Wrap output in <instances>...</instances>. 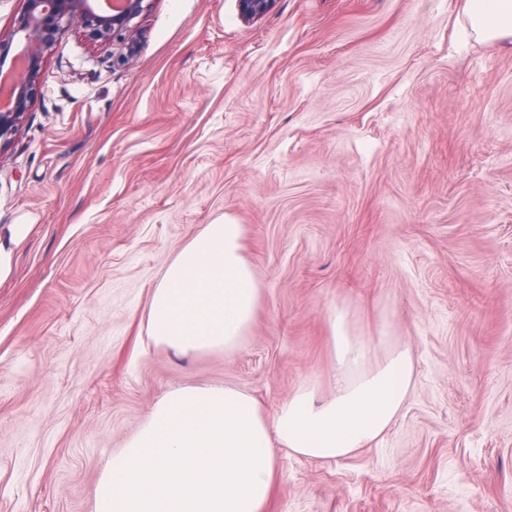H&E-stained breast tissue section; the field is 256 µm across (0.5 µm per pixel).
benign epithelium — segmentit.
<instances>
[{
  "mask_svg": "<svg viewBox=\"0 0 512 512\" xmlns=\"http://www.w3.org/2000/svg\"><path fill=\"white\" fill-rule=\"evenodd\" d=\"M147 0H112L103 10L100 0H24L23 11L10 30L0 32V72H12L8 95L0 93V150L21 130L39 88L44 54L57 35L73 28L93 42L119 41L122 58L135 57L141 34L133 20ZM274 0H238L239 17L250 23L265 15Z\"/></svg>",
  "mask_w": 512,
  "mask_h": 512,
  "instance_id": "benign-epithelium-1",
  "label": "benign epithelium"
}]
</instances>
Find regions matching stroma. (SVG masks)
I'll list each match as a JSON object with an SVG mask.
<instances>
[{
    "label": "stroma",
    "instance_id": "stroma-1",
    "mask_svg": "<svg viewBox=\"0 0 512 512\" xmlns=\"http://www.w3.org/2000/svg\"><path fill=\"white\" fill-rule=\"evenodd\" d=\"M141 50L62 31L0 150V512H93L112 453L185 387L327 396L328 315L416 363L391 429L280 458L270 512H512V43L460 0H151ZM241 224L263 298L233 354L144 347L153 288ZM274 0H238L239 17L246 23L253 22L265 15ZM33 230L30 224H10L0 227V284L9 279L14 266V247L28 240Z\"/></svg>",
    "mask_w": 512,
    "mask_h": 512
}]
</instances>
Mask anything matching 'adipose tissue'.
Wrapping results in <instances>:
<instances>
[{
  "mask_svg": "<svg viewBox=\"0 0 512 512\" xmlns=\"http://www.w3.org/2000/svg\"><path fill=\"white\" fill-rule=\"evenodd\" d=\"M477 38L512 41V0H462ZM245 228L210 224L154 288L148 337L178 353L234 352L261 301ZM335 391L298 388L274 413L251 393L187 387L154 406L107 461L94 512H266L279 456L336 462L381 438L415 378L407 343L355 332L350 312L328 318Z\"/></svg>",
  "mask_w": 512,
  "mask_h": 512,
  "instance_id": "obj_1",
  "label": "adipose tissue"
}]
</instances>
